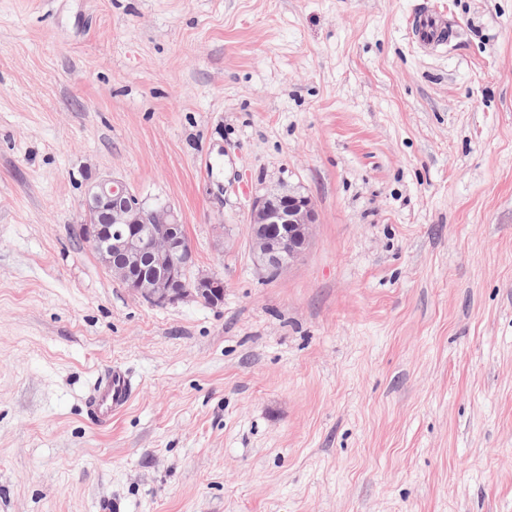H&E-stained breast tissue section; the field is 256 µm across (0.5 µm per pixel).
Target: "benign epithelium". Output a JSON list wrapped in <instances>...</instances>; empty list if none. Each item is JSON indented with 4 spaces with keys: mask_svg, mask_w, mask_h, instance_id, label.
I'll return each mask as SVG.
<instances>
[{
    "mask_svg": "<svg viewBox=\"0 0 512 512\" xmlns=\"http://www.w3.org/2000/svg\"><path fill=\"white\" fill-rule=\"evenodd\" d=\"M83 208L85 240L131 293L156 305L188 299L209 306L224 303V279L195 269L171 204L148 205L125 182L106 176L89 186ZM249 224L255 264L279 275L307 250L317 211L309 196L282 182L255 199Z\"/></svg>",
    "mask_w": 512,
    "mask_h": 512,
    "instance_id": "obj_1",
    "label": "benign epithelium"
}]
</instances>
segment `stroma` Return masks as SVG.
<instances>
[{"mask_svg": "<svg viewBox=\"0 0 512 512\" xmlns=\"http://www.w3.org/2000/svg\"><path fill=\"white\" fill-rule=\"evenodd\" d=\"M0 0V512H512V0ZM111 176L224 303L80 237ZM306 254L251 257L256 196ZM135 388L96 425L110 366ZM416 42L425 49H435L444 45L448 40V21L446 15L439 9L424 8L420 10L418 19L412 27ZM313 200L279 183L258 196L249 220V248L257 266L279 275L307 250L317 224Z\"/></svg>", "mask_w": 512, "mask_h": 512, "instance_id": "35a3bbf8", "label": "stroma"}]
</instances>
